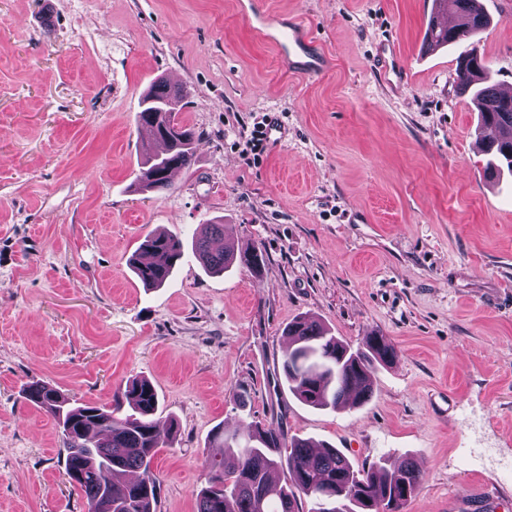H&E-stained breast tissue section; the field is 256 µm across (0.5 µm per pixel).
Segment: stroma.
<instances>
[{
  "instance_id": "1",
  "label": "stroma",
  "mask_w": 512,
  "mask_h": 512,
  "mask_svg": "<svg viewBox=\"0 0 512 512\" xmlns=\"http://www.w3.org/2000/svg\"><path fill=\"white\" fill-rule=\"evenodd\" d=\"M45 2L0 0V512H87L23 389L108 406L135 377L179 426L153 466L158 512H196L219 428L323 441L357 469L413 461L404 512H512V179H488L456 86L474 48L512 90V0H481L490 25L436 49L432 0H259L311 32L317 79L281 65L239 0ZM160 77L188 92L195 164L138 194L136 114ZM270 119L281 140L247 159ZM217 219L235 250L261 248V273H209L188 247L163 286L134 277L147 233L188 240ZM302 317L354 349L393 346L362 407L289 392Z\"/></svg>"
}]
</instances>
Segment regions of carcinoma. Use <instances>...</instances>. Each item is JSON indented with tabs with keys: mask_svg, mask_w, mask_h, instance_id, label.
I'll list each match as a JSON object with an SVG mask.
<instances>
[{
	"mask_svg": "<svg viewBox=\"0 0 512 512\" xmlns=\"http://www.w3.org/2000/svg\"><path fill=\"white\" fill-rule=\"evenodd\" d=\"M447 13L456 15L459 23L447 26L439 21ZM489 23L480 0H433L425 44L449 45L479 34ZM456 73L458 89L480 112V140L490 155L487 175L512 174V96L500 92L484 57L474 49L459 59ZM185 98L184 90L171 88L163 79L145 93L137 121L162 150L144 155L134 191L169 190L171 172L194 164L196 132L177 119ZM225 230L224 224H205L193 236V251L203 268L222 273L237 263L260 272L264 257L258 247L237 253L215 246ZM183 250L180 236L149 233L129 265L145 287L157 288L171 275ZM285 335L288 350L282 369L288 389L316 409L368 401L376 365L395 356L381 336L365 337L363 348L354 351L308 318L288 324ZM24 398L54 418L64 445L65 474L85 500L87 512H157L160 484L152 465L160 451L170 447L174 423L166 421V432H160V399L148 379L128 381L108 408L90 403L75 407L41 382L29 384ZM214 441L235 453L236 465L227 468L222 461H209L207 486L197 497L196 512H299L300 495L314 504L310 512H403L422 479L411 461L397 467L379 461L360 471L337 449L298 438L289 442L285 485L278 488L269 476L278 467L273 449L280 447L279 438L258 429L243 435H227L221 429Z\"/></svg>",
	"mask_w": 512,
	"mask_h": 512,
	"instance_id": "obj_1",
	"label": "carcinoma"
}]
</instances>
